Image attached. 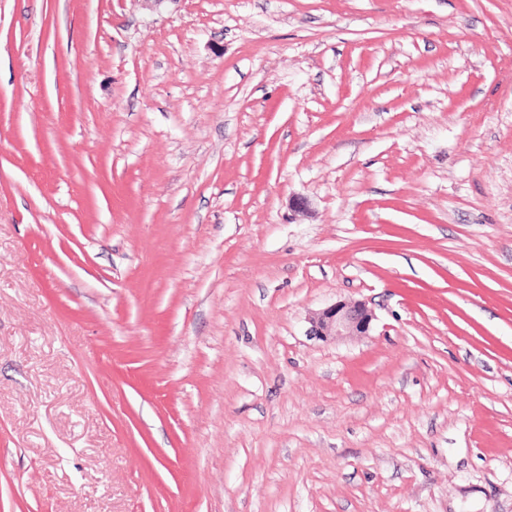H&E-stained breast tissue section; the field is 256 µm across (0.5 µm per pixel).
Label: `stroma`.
Returning <instances> with one entry per match:
<instances>
[{
    "label": "stroma",
    "instance_id": "35a3bbf8",
    "mask_svg": "<svg viewBox=\"0 0 512 512\" xmlns=\"http://www.w3.org/2000/svg\"><path fill=\"white\" fill-rule=\"evenodd\" d=\"M0 512H512V0H0ZM373 314L365 304L338 301L317 313L311 319L310 332L320 339H336L366 333Z\"/></svg>",
    "mask_w": 512,
    "mask_h": 512
}]
</instances>
